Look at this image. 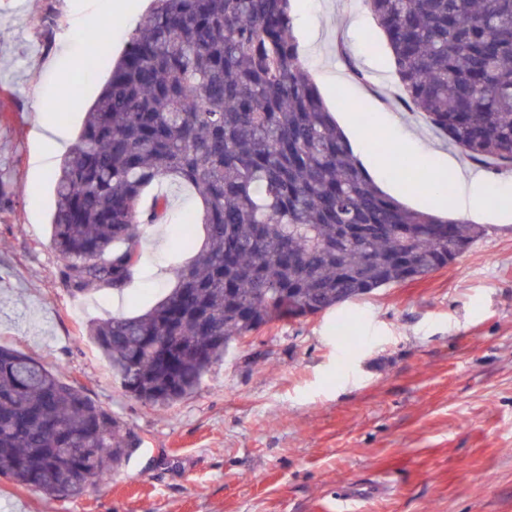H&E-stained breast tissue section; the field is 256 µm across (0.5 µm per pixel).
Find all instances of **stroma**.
Wrapping results in <instances>:
<instances>
[{
	"label": "stroma",
	"mask_w": 512,
	"mask_h": 512,
	"mask_svg": "<svg viewBox=\"0 0 512 512\" xmlns=\"http://www.w3.org/2000/svg\"><path fill=\"white\" fill-rule=\"evenodd\" d=\"M294 35L334 116L367 115L392 144L433 163L471 159L394 104L399 80L362 0H293ZM150 0H0V345L59 369L139 438L111 477L79 498L0 476V512H512V210L490 206L483 235L448 266L305 318L274 321L234 345L197 392L170 408L130 397L88 336L172 287L187 261L180 224L201 202L172 186L164 223L142 242L123 292L72 294L51 245L53 170L34 158L41 124L74 143ZM111 14L94 73L74 25ZM39 92L81 99L61 118Z\"/></svg>",
	"instance_id": "obj_1"
}]
</instances>
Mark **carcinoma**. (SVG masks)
<instances>
[{"mask_svg": "<svg viewBox=\"0 0 512 512\" xmlns=\"http://www.w3.org/2000/svg\"><path fill=\"white\" fill-rule=\"evenodd\" d=\"M54 177L52 246L76 295L123 289L141 266L166 180L195 188L202 246L147 311L93 323L122 387L170 407L234 344L452 262L480 234L411 210L370 180L292 35L290 0H152ZM401 86L470 159L512 164V0H363ZM424 192L431 159L396 157ZM138 443L83 387L0 346V475L51 495L104 482Z\"/></svg>", "mask_w": 512, "mask_h": 512, "instance_id": "cac0c4a2", "label": "carcinoma"}]
</instances>
